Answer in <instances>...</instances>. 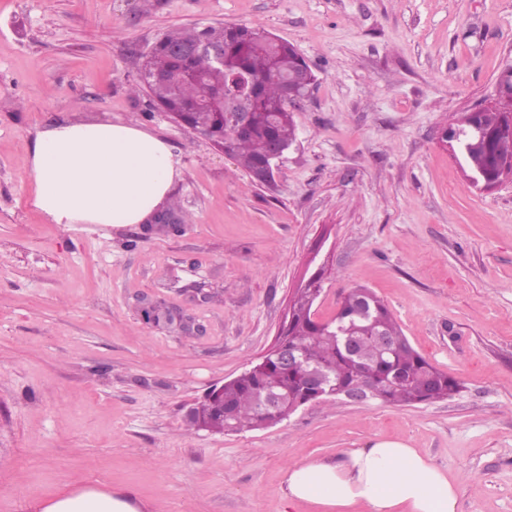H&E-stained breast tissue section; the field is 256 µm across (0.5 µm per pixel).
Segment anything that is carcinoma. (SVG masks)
Returning <instances> with one entry per match:
<instances>
[{
	"label": "carcinoma",
	"instance_id": "1",
	"mask_svg": "<svg viewBox=\"0 0 512 512\" xmlns=\"http://www.w3.org/2000/svg\"><path fill=\"white\" fill-rule=\"evenodd\" d=\"M201 42L224 49V59L197 61L199 78L185 80L180 73L186 63L179 51ZM305 66L293 44L260 26L183 27L164 34L144 55L134 91L148 90L151 102L172 120L223 145L224 153L251 175L266 161L272 144H291L295 139L296 105L288 101L286 83ZM238 76L252 81L253 115L247 128L235 131L231 113L211 108L206 101ZM447 133L465 144L464 157L474 171L490 172L497 160L512 158V132L502 130V113L494 107L463 118ZM321 291L319 281L294 296L288 325L278 337L298 355L299 368L290 371L271 356L259 359L225 382L221 391L196 403L195 415L187 419L188 430L224 434L263 429L308 403L335 400L306 388L304 372L314 369L323 373L326 385L338 389L364 378L376 388L373 399L389 405L412 406L460 391L455 378L413 348L389 308L368 289L351 290L336 315L326 321L315 317ZM143 318L152 326L175 325L171 311L159 307L143 311ZM377 334L397 341L392 351L375 348ZM345 336L356 339L355 351L346 349Z\"/></svg>",
	"mask_w": 512,
	"mask_h": 512
}]
</instances>
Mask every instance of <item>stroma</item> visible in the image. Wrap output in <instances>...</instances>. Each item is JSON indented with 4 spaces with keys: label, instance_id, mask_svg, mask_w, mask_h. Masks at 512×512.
Returning <instances> with one entry per match:
<instances>
[{
    "label": "stroma",
    "instance_id": "stroma-1",
    "mask_svg": "<svg viewBox=\"0 0 512 512\" xmlns=\"http://www.w3.org/2000/svg\"><path fill=\"white\" fill-rule=\"evenodd\" d=\"M224 23L293 43L317 78L269 187L132 92L164 33ZM510 63L512 0H0V512L84 488L155 512H314L288 503L286 466L379 439L457 478V512H512V176L474 186L441 140L493 106ZM75 117L163 136L182 167L168 203L191 223H48L26 158ZM316 273L319 319L370 289L461 391L187 431ZM142 294L203 333L145 324Z\"/></svg>",
    "mask_w": 512,
    "mask_h": 512
}]
</instances>
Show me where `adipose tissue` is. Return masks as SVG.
I'll list each match as a JSON object with an SVG mask.
<instances>
[{
  "instance_id": "ef3b65f1",
  "label": "adipose tissue",
  "mask_w": 512,
  "mask_h": 512,
  "mask_svg": "<svg viewBox=\"0 0 512 512\" xmlns=\"http://www.w3.org/2000/svg\"><path fill=\"white\" fill-rule=\"evenodd\" d=\"M27 174L32 206L52 224L143 223L168 199L182 169L172 147L111 120L53 123L36 133ZM285 494L318 512H456V482L399 440H379L338 462L285 472ZM34 512H138L122 494L82 490L34 501Z\"/></svg>"
}]
</instances>
